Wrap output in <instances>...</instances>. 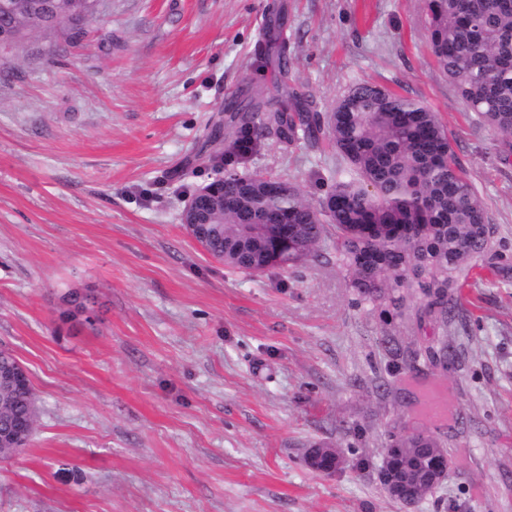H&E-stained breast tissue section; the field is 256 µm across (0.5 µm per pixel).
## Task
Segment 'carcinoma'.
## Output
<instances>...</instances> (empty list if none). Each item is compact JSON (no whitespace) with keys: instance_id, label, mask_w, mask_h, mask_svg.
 <instances>
[{"instance_id":"cac0c4a2","label":"carcinoma","mask_w":512,"mask_h":512,"mask_svg":"<svg viewBox=\"0 0 512 512\" xmlns=\"http://www.w3.org/2000/svg\"><path fill=\"white\" fill-rule=\"evenodd\" d=\"M427 38L439 69L457 83L477 120L512 143V0H425ZM250 143L273 134L287 145L336 153V178L323 199L308 201L293 182L260 171L224 173L215 193L224 210L196 236L224 265L249 275L292 268L324 247L364 301L387 302L417 326H448L453 274L479 261L492 265L493 225L474 183L453 151L448 130L426 104L362 81L325 116L303 94L285 93L266 112H232L230 140L243 121ZM289 225L290 245L249 235L243 225ZM420 303L407 305V294ZM434 365L452 359L448 344L414 352ZM32 386L0 393V420L26 418ZM387 448L428 466L427 449L444 443L423 431L389 436Z\"/></svg>"}]
</instances>
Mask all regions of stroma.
Segmentation results:
<instances>
[{
	"label": "stroma",
	"instance_id": "stroma-1",
	"mask_svg": "<svg viewBox=\"0 0 512 512\" xmlns=\"http://www.w3.org/2000/svg\"><path fill=\"white\" fill-rule=\"evenodd\" d=\"M287 15L291 86L331 111L368 80L447 126L494 226V273H458L447 328L358 300L333 250L257 276L181 222L227 164L321 200L336 158L267 137L197 158L235 97L275 92L259 53ZM0 49V348L38 420L0 458V512H403L378 469L388 436L445 440L447 477L413 512H512V156L426 41L423 0H104ZM88 294L90 320H66ZM392 337L407 366L396 369ZM457 354L447 368L414 350ZM327 444L330 476L307 465Z\"/></svg>",
	"mask_w": 512,
	"mask_h": 512
}]
</instances>
